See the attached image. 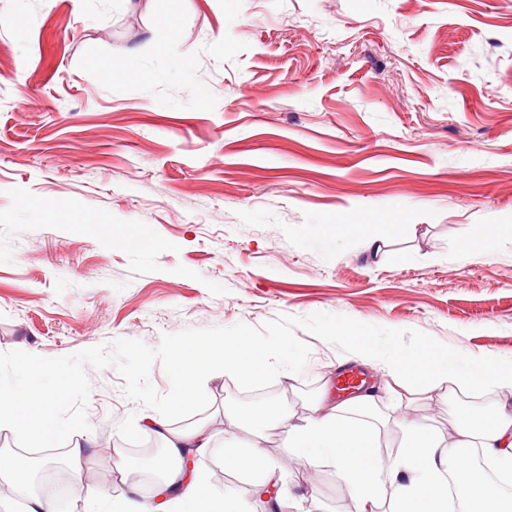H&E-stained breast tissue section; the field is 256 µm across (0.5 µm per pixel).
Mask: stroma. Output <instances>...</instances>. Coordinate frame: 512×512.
Returning <instances> with one entry per match:
<instances>
[{
	"mask_svg": "<svg viewBox=\"0 0 512 512\" xmlns=\"http://www.w3.org/2000/svg\"><path fill=\"white\" fill-rule=\"evenodd\" d=\"M126 70L110 80L107 70ZM352 218L326 238L318 229ZM132 224L137 247L109 237ZM363 224L382 225L378 249ZM486 249L464 250L482 226ZM325 312L416 329L471 356L512 359V0H0V352L56 358L109 342ZM303 373L270 388L295 419L360 368L401 422L454 445L459 411L496 388L408 403L378 360L303 334ZM85 490L131 495L154 433L115 367L87 368ZM214 436L195 467L249 512H357L332 464L256 429L278 475L225 469L224 417L244 393L205 384Z\"/></svg>",
	"mask_w": 512,
	"mask_h": 512,
	"instance_id": "stroma-1",
	"label": "stroma"
}]
</instances>
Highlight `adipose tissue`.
<instances>
[{"instance_id": "ef3b65f1", "label": "adipose tissue", "mask_w": 512, "mask_h": 512, "mask_svg": "<svg viewBox=\"0 0 512 512\" xmlns=\"http://www.w3.org/2000/svg\"><path fill=\"white\" fill-rule=\"evenodd\" d=\"M384 362L392 380L412 377L423 394L450 386L495 387L512 394V365L504 367L489 358L459 371L446 356L425 346L413 358L387 350ZM375 406L376 395L370 390L336 403L317 400L304 423L289 428L285 446L310 460L330 461L352 488L357 512H377L385 501L390 512H448L452 486L465 492L463 512H512V497L504 496L496 484L476 472L447 466L448 459L459 455L461 449L477 448L500 473L512 476V403L504 401L478 412L474 423L462 424L461 440L452 447L442 446L415 424H406V444L389 465L374 459V433L352 418L353 413L371 411ZM157 432L169 460L159 489L172 493L175 512H242L232 497L213 506L203 478L184 471L186 455L205 454L211 446L206 424L183 432L161 426Z\"/></svg>"}]
</instances>
